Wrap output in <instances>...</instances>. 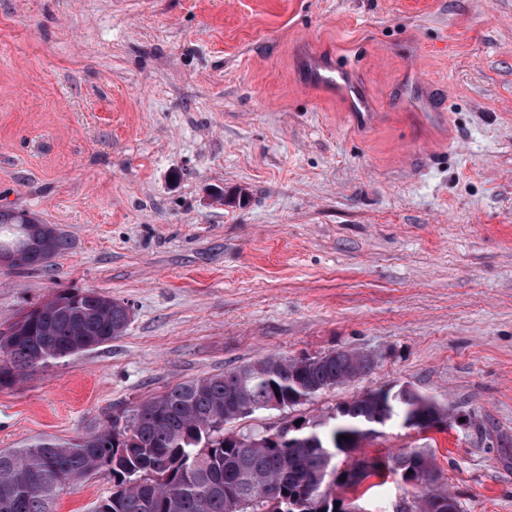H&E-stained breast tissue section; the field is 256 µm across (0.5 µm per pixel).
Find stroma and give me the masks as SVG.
Returning <instances> with one entry per match:
<instances>
[{
  "label": "stroma",
  "instance_id": "stroma-1",
  "mask_svg": "<svg viewBox=\"0 0 512 512\" xmlns=\"http://www.w3.org/2000/svg\"><path fill=\"white\" fill-rule=\"evenodd\" d=\"M305 42L379 121L306 84ZM417 80L449 134L403 111ZM1 209L70 246L0 271V329L75 288L132 318L0 386V448L270 355L364 351L371 373L293 417L411 386L444 430L361 454L427 450L460 512H512V0H0ZM111 491L100 471L53 510Z\"/></svg>",
  "mask_w": 512,
  "mask_h": 512
}]
</instances>
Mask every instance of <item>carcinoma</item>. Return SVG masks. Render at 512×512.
<instances>
[{
    "instance_id": "cac0c4a2",
    "label": "carcinoma",
    "mask_w": 512,
    "mask_h": 512,
    "mask_svg": "<svg viewBox=\"0 0 512 512\" xmlns=\"http://www.w3.org/2000/svg\"><path fill=\"white\" fill-rule=\"evenodd\" d=\"M33 219L0 210V253L14 267H44L67 250L68 237L45 225L36 241ZM130 307L94 289L53 295L0 331V384L124 335ZM375 368L351 350L290 359L269 356L223 373L204 375L154 394L73 442L50 437L0 449V512H52L60 492L93 472L107 470L112 494L93 512H341L328 481L354 432L412 422L425 430L446 418L433 397L411 387H380L344 405L343 415L285 421L273 431L241 435L224 425L263 411H286ZM279 391H274V388ZM405 480L420 485L431 473L425 450L392 457ZM444 493L426 487L409 512H439Z\"/></svg>"
}]
</instances>
